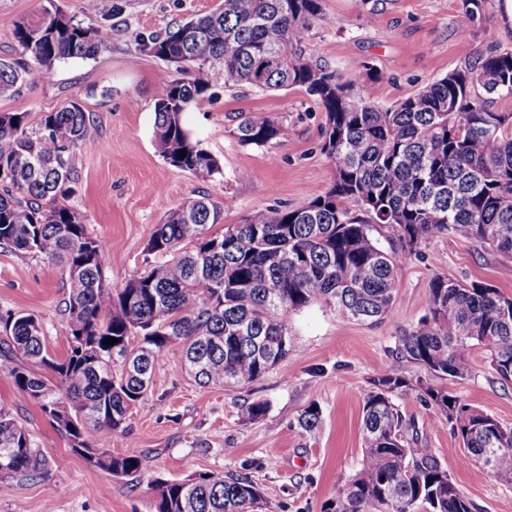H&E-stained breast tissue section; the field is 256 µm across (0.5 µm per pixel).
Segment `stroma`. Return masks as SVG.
<instances>
[{
  "instance_id": "obj_1",
  "label": "stroma",
  "mask_w": 512,
  "mask_h": 512,
  "mask_svg": "<svg viewBox=\"0 0 512 512\" xmlns=\"http://www.w3.org/2000/svg\"><path fill=\"white\" fill-rule=\"evenodd\" d=\"M222 0H53L84 26L109 27L110 38L92 59L60 63L52 79L34 77L21 95L0 97V112L31 118L78 101L92 116L94 143L73 154L78 175L69 205L91 236L107 245L104 279L118 289L142 272L145 247L165 214L204 193L222 209L225 226L252 212L297 208L323 195L334 178L321 150L325 113L304 88L258 91L218 86L183 116L194 140L215 156L221 175L200 180L162 160L153 148L154 104L162 74L173 65L140 51L141 40L207 12ZM43 0H0V57L15 55L18 23L37 16ZM325 21L304 32L306 56L327 64L341 80L362 75L358 96L388 108L484 53V24L470 22L459 0H322ZM373 78H366V71ZM262 114L288 128L263 146L240 144L241 119ZM444 276L482 282L512 297V257L486 250L456 230L424 239L397 272L388 318L347 321L313 304L292 312L295 355L249 384L203 387L182 370L179 346L169 347L151 392L132 409L123 429L99 437L98 448L119 455L135 447L149 457L151 475L184 480L213 471L248 474L272 512H329L363 458V398L373 378L403 379L394 394L420 440L448 466L476 512H512V483L478 462L460 464L462 443L426 391L444 388L471 408L512 428V383L503 382L483 349L469 353L471 375L453 380L396 356L398 336L426 313L430 280ZM65 276L60 267L0 248V312L35 314L54 358H63ZM261 400L262 420L244 421L243 404ZM317 405L315 435L301 434L298 416ZM0 406L25 427L48 461L36 479H0V512H155L147 479L116 477L72 450L66 435L9 380L0 378Z\"/></svg>"
}]
</instances>
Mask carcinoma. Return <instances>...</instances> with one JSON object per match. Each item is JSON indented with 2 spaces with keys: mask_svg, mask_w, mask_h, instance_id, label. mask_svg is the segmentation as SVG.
I'll use <instances>...</instances> for the list:
<instances>
[{
  "mask_svg": "<svg viewBox=\"0 0 512 512\" xmlns=\"http://www.w3.org/2000/svg\"><path fill=\"white\" fill-rule=\"evenodd\" d=\"M488 2L460 0L472 22L486 19ZM314 21H326L321 0H223L141 44L185 74L163 78L155 101L153 147L165 162L203 180L221 173L182 120L218 81L259 91L303 87L326 114L321 151L335 178L309 203L257 210L221 235L210 233L220 223L217 205L204 195L185 201L155 225L144 271L116 292L104 284L105 242L91 237L67 205L76 183L72 154L96 138L93 119L74 101L35 120L0 113V248L61 264L69 288L66 355L48 357L36 315L8 311L0 314V375L75 451L114 476L150 470L139 449L112 455L96 442L123 428L170 346H180L182 368L203 386L250 383L295 354L293 311L320 302L347 320L387 316L398 267L434 232L452 227L512 254V112L489 105L512 99V49L494 45L487 27V52L384 109L352 95L356 79L341 83L303 54L299 44ZM15 38L18 55L0 58V96L21 93L34 73L52 79L65 60L97 56L109 30L44 8L17 25ZM234 134L244 145L262 146L288 128L258 115L243 119ZM373 224L397 232L396 251L375 244ZM425 304L420 325L398 337L397 356L463 380L471 372L467 355L480 346L500 378L512 381V298L490 285L435 276ZM108 337L118 342L107 345ZM41 366L53 378H43ZM402 386L389 374L373 379L363 403V460L334 512H474L393 400ZM426 394L460 435L462 458H488L489 473L511 482L512 428L444 389ZM267 409L254 401L242 415L254 422ZM320 416L309 407L299 431L313 433ZM45 466L24 426L0 407V478L34 479ZM152 489L156 512H271L242 473L157 480Z\"/></svg>",
  "mask_w": 512,
  "mask_h": 512,
  "instance_id": "carcinoma-1",
  "label": "carcinoma"
}]
</instances>
